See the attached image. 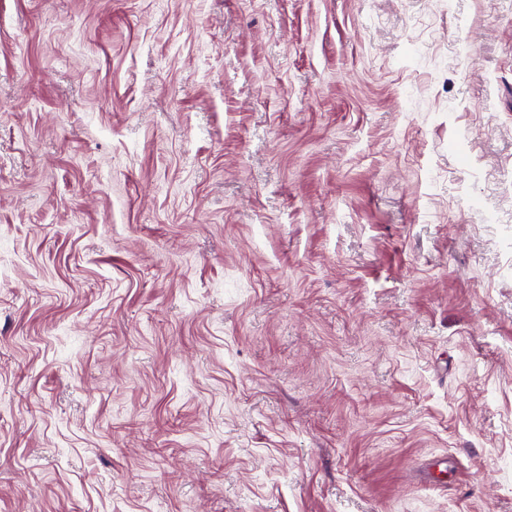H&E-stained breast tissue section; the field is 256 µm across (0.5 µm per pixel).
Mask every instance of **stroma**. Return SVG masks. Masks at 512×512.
I'll return each instance as SVG.
<instances>
[{
	"mask_svg": "<svg viewBox=\"0 0 512 512\" xmlns=\"http://www.w3.org/2000/svg\"><path fill=\"white\" fill-rule=\"evenodd\" d=\"M0 512H512V0H0Z\"/></svg>",
	"mask_w": 512,
	"mask_h": 512,
	"instance_id": "1",
	"label": "stroma"
}]
</instances>
